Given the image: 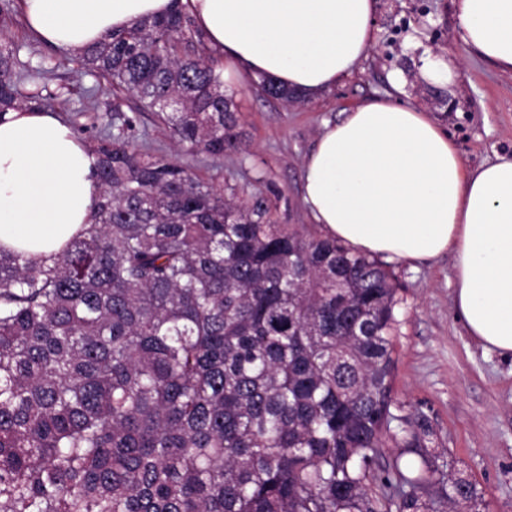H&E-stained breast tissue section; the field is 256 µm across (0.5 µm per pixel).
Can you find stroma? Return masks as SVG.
Wrapping results in <instances>:
<instances>
[{
    "mask_svg": "<svg viewBox=\"0 0 512 512\" xmlns=\"http://www.w3.org/2000/svg\"><path fill=\"white\" fill-rule=\"evenodd\" d=\"M377 38L350 77L318 100L284 104L252 92L250 76L224 69V90L238 106V149L214 158L177 147L149 112L141 124L154 147L202 176L217 175L225 189L266 196L277 223L323 236L304 203V162L325 123L367 97H389L428 109L448 132L468 167L512 154V74L472 56L458 37L453 0H377ZM18 48L22 93L42 89L64 119L135 111L130 94L114 97L77 56L48 46L25 29L20 15L0 29ZM456 60L452 81L425 74L427 57ZM399 286L393 336L395 370L391 411L424 419L427 450L453 461L459 476L476 483L486 512H512V356L484 350L454 308L453 258L387 259Z\"/></svg>",
    "mask_w": 512,
    "mask_h": 512,
    "instance_id": "obj_1",
    "label": "stroma"
}]
</instances>
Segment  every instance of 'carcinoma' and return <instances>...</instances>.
Listing matches in <instances>:
<instances>
[{"label":"carcinoma","instance_id":"1","mask_svg":"<svg viewBox=\"0 0 512 512\" xmlns=\"http://www.w3.org/2000/svg\"><path fill=\"white\" fill-rule=\"evenodd\" d=\"M203 41L175 11L79 57L138 111L92 117L87 229L49 263L0 249V512H481L476 484L420 451L424 422L391 413L383 265L148 145L142 111L183 150L238 148ZM18 68L0 43V112L43 105ZM395 420L403 451L380 476Z\"/></svg>","mask_w":512,"mask_h":512}]
</instances>
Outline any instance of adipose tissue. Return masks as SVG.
I'll return each instance as SVG.
<instances>
[{
    "label": "adipose tissue",
    "mask_w": 512,
    "mask_h": 512,
    "mask_svg": "<svg viewBox=\"0 0 512 512\" xmlns=\"http://www.w3.org/2000/svg\"><path fill=\"white\" fill-rule=\"evenodd\" d=\"M475 56L512 73V0H453ZM30 34L78 54L172 9L252 76L307 97L342 82L376 40V0H19ZM95 158L45 108L0 116V248L40 261L91 223ZM303 198L328 237L404 260L455 258V308L484 347L512 353V156L467 167L418 106L368 98L326 123Z\"/></svg>",
    "instance_id": "1"
}]
</instances>
